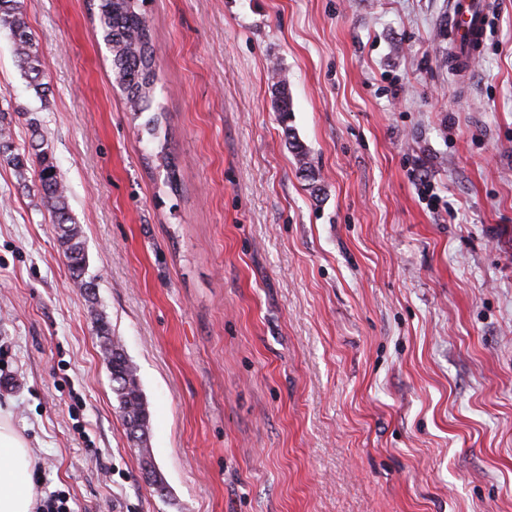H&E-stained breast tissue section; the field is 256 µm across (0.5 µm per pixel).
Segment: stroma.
<instances>
[{
  "label": "stroma",
  "instance_id": "stroma-1",
  "mask_svg": "<svg viewBox=\"0 0 512 512\" xmlns=\"http://www.w3.org/2000/svg\"><path fill=\"white\" fill-rule=\"evenodd\" d=\"M147 0L159 139L88 0L0 32V412L73 512H512V0ZM292 110L275 109L278 75ZM292 128L314 177L286 142ZM83 231L76 285L31 132ZM181 187L164 184L159 149ZM426 175L447 208L420 199ZM137 368L144 478L98 320ZM23 0H0V30L7 29L13 40L18 66L35 93L45 95L41 59L30 28L24 19ZM489 14L488 0L450 2L447 32L452 52L451 63L457 70L465 69L469 61L481 53Z\"/></svg>",
  "mask_w": 512,
  "mask_h": 512
}]
</instances>
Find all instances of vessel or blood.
Here are the masks:
<instances>
[{
	"instance_id": "1",
	"label": "vessel or blood",
	"mask_w": 512,
	"mask_h": 512,
	"mask_svg": "<svg viewBox=\"0 0 512 512\" xmlns=\"http://www.w3.org/2000/svg\"><path fill=\"white\" fill-rule=\"evenodd\" d=\"M489 0H451L448 41L451 63L459 70L479 55L486 39Z\"/></svg>"
}]
</instances>
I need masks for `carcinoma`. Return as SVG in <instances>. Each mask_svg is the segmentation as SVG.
Masks as SVG:
<instances>
[{"mask_svg":"<svg viewBox=\"0 0 512 512\" xmlns=\"http://www.w3.org/2000/svg\"><path fill=\"white\" fill-rule=\"evenodd\" d=\"M98 28L110 55L112 85L125 96L133 112L146 111L155 86V51L150 27L142 11L144 0H96ZM9 31L18 66L35 93H45L41 59L30 28L24 19L23 0H0V30ZM277 111L288 117L292 104L286 82H278ZM39 194L52 222L61 234L60 243L79 287L90 296L95 285L82 278L87 256L81 231L72 222L66 190L55 165L38 154ZM103 353L114 383L119 408L134 446L138 447L141 465L151 457L147 448L150 412L137 377L136 368L119 342L112 339L103 319H98Z\"/></svg>","mask_w":512,"mask_h":512,"instance_id":"obj_1","label":"carcinoma"}]
</instances>
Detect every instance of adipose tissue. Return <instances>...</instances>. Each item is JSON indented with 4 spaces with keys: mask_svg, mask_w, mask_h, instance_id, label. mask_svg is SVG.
<instances>
[{
    "mask_svg": "<svg viewBox=\"0 0 512 512\" xmlns=\"http://www.w3.org/2000/svg\"><path fill=\"white\" fill-rule=\"evenodd\" d=\"M32 470L26 438L8 417L0 416V512H32Z\"/></svg>",
    "mask_w": 512,
    "mask_h": 512,
    "instance_id": "obj_1",
    "label": "adipose tissue"
}]
</instances>
